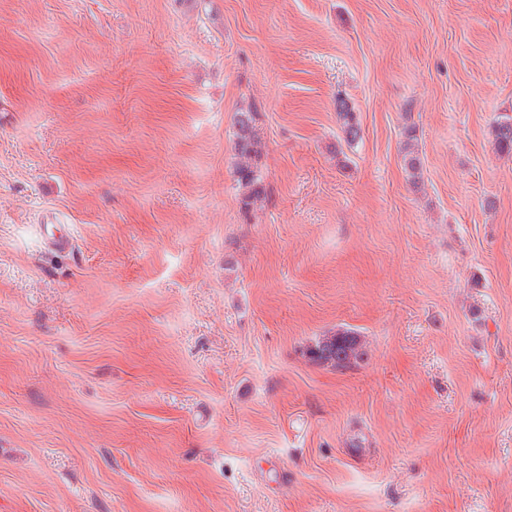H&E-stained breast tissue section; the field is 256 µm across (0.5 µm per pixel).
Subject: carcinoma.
Listing matches in <instances>:
<instances>
[{
	"label": "carcinoma",
	"instance_id": "1",
	"mask_svg": "<svg viewBox=\"0 0 512 512\" xmlns=\"http://www.w3.org/2000/svg\"><path fill=\"white\" fill-rule=\"evenodd\" d=\"M338 118L341 130L349 143L360 137V126L356 114L351 112L344 101L338 102ZM256 112L241 108L234 117V177L240 189L243 208L249 210L265 199L261 177L260 161L265 154V143L256 132ZM495 148L504 153H512V118L509 116L496 121L491 127ZM405 161L413 184H418L421 176L419 153L411 146L405 148ZM312 358L322 364L336 368L349 367L367 355V350L357 333L349 329H338L330 336H324L309 348Z\"/></svg>",
	"mask_w": 512,
	"mask_h": 512
}]
</instances>
